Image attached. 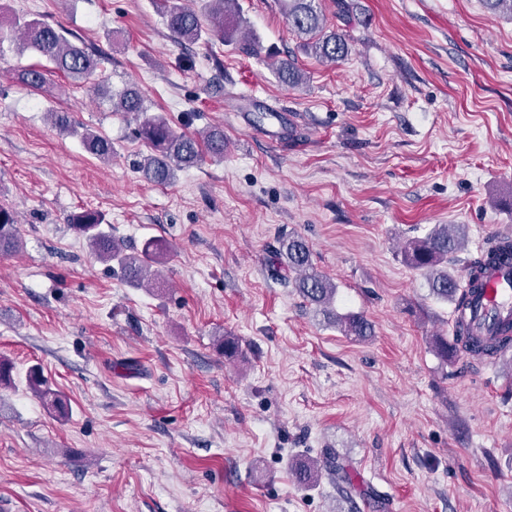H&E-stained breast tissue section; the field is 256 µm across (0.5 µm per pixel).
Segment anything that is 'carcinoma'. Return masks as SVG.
Returning a JSON list of instances; mask_svg holds the SVG:
<instances>
[{
	"instance_id": "obj_1",
	"label": "carcinoma",
	"mask_w": 512,
	"mask_h": 512,
	"mask_svg": "<svg viewBox=\"0 0 512 512\" xmlns=\"http://www.w3.org/2000/svg\"><path fill=\"white\" fill-rule=\"evenodd\" d=\"M278 2L291 30L303 39V45L313 55L334 63L348 55L349 45L344 36L334 30L326 31L320 0ZM159 4L171 37L179 43H194L205 36H216L223 43L236 41V47L246 55L261 51L260 41L246 25L239 0H207L208 9L202 13L185 9L175 0H159ZM6 25L20 32L22 48L39 53L67 78L87 82L101 67L102 57L95 48L72 44L62 29L39 17H14L6 20ZM276 75L282 84L291 87L304 80V73L293 61L280 63ZM19 80L27 87L41 89L47 77L38 68H28L19 74ZM116 97L115 107L119 112L142 115L148 111L144 96L133 85L118 91ZM48 116L57 132L78 133L79 125L70 113L52 111ZM136 137L147 148V154L137 162L138 170L146 180L157 185H168L176 179L177 172L198 165L204 149L213 157L224 156L223 128L210 126L196 135L179 134L163 113L145 117L136 128ZM81 144L95 159L112 160L114 147L107 136L87 130L81 133ZM103 223L104 214L91 209L73 213L68 219L70 228L86 240L101 261L118 265L121 279L126 284L139 288L151 281L161 287V277L150 270V265L168 259L164 246L156 240H148L140 253H127L111 234L103 230ZM465 243L466 225L455 224L450 230L446 224H436L425 236L408 241L403 250L405 263L425 276L430 294L438 301L454 304L457 317L453 338L438 336L434 339V350L444 362L455 357L460 349L475 357L495 356L512 349L511 320L501 323L496 336L490 339L470 332L463 316L468 303L467 293L461 291L465 286L472 293L479 290L483 287L487 268L512 262V239L494 238L480 249L469 261L466 283L448 271V257L462 250ZM20 248L21 237L14 212L0 203V255L11 254ZM268 270L272 276L292 283L317 311L333 318V323L344 335L361 340L372 335V325L363 314L339 316L333 312L336 285L314 269L309 246L302 238L290 236L285 239L279 252L269 260ZM27 386L58 417L68 414L66 400L50 386L41 368H30ZM323 470L335 478L341 493H348L352 480L334 450H327L320 461L297 458L291 463L295 480L302 487L316 484Z\"/></svg>"
}]
</instances>
